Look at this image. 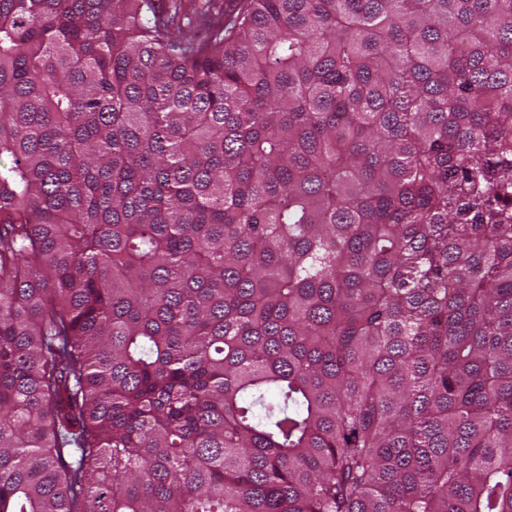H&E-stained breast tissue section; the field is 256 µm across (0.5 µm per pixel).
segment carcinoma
<instances>
[{
    "label": "carcinoma",
    "instance_id": "cac0c4a2",
    "mask_svg": "<svg viewBox=\"0 0 512 512\" xmlns=\"http://www.w3.org/2000/svg\"><path fill=\"white\" fill-rule=\"evenodd\" d=\"M0 0V512H512V0Z\"/></svg>",
    "mask_w": 512,
    "mask_h": 512
}]
</instances>
